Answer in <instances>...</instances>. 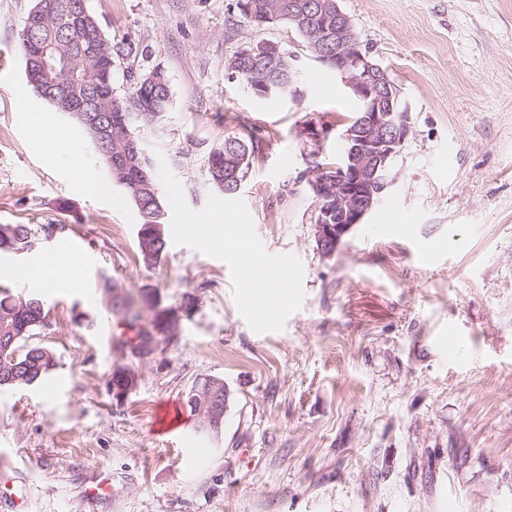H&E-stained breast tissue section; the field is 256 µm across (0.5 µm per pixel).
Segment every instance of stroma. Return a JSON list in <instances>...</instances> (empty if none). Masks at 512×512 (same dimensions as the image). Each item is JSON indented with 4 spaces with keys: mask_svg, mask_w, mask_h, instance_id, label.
I'll list each match as a JSON object with an SVG mask.
<instances>
[{
    "mask_svg": "<svg viewBox=\"0 0 512 512\" xmlns=\"http://www.w3.org/2000/svg\"><path fill=\"white\" fill-rule=\"evenodd\" d=\"M339 4L392 72L411 130L381 202L327 256L304 174L335 161L357 111L335 73L287 26L241 21L236 0H87L107 34L139 48L115 62V92L155 69L171 88L164 112L132 126L164 210L166 252L148 267L134 202L61 113L94 182L47 163L32 125L49 104L14 100L34 0H0V224L37 239L0 253L15 271L0 289L42 299L35 340L57 362L0 391V458L24 493L0 512H512V0ZM258 41L297 55L299 97L230 78L228 60ZM311 127L327 132L315 158ZM237 134L257 147L227 196L208 157ZM191 224L243 225L266 268L287 265L278 306L242 304L238 258ZM76 239L78 280L35 285L36 264ZM109 283L156 307L196 299L120 402L107 381L137 331L110 311ZM206 378L231 391L224 423L187 448L198 418L186 394ZM102 470L120 495L93 502L84 491Z\"/></svg>",
    "mask_w": 512,
    "mask_h": 512,
    "instance_id": "1",
    "label": "stroma"
}]
</instances>
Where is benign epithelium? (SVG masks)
I'll return each instance as SVG.
<instances>
[{
	"instance_id": "7a95c632",
	"label": "benign epithelium",
	"mask_w": 512,
	"mask_h": 512,
	"mask_svg": "<svg viewBox=\"0 0 512 512\" xmlns=\"http://www.w3.org/2000/svg\"><path fill=\"white\" fill-rule=\"evenodd\" d=\"M336 77L346 93L361 102V112L355 124L343 132L351 149L343 161L334 166L336 175L327 177L323 170L312 168L307 181L316 200L313 215L318 249L333 255L350 230L362 223L379 196L390 183V161L401 151L411 129L410 107L401 90L391 79L389 70L362 48L352 34L350 19L336 10ZM66 64L47 46L40 58H26V73L35 81L36 73L51 77ZM46 98L61 107L66 114L80 113L81 118L101 140L112 135L101 117L87 107L89 88L83 78L53 86Z\"/></svg>"
}]
</instances>
